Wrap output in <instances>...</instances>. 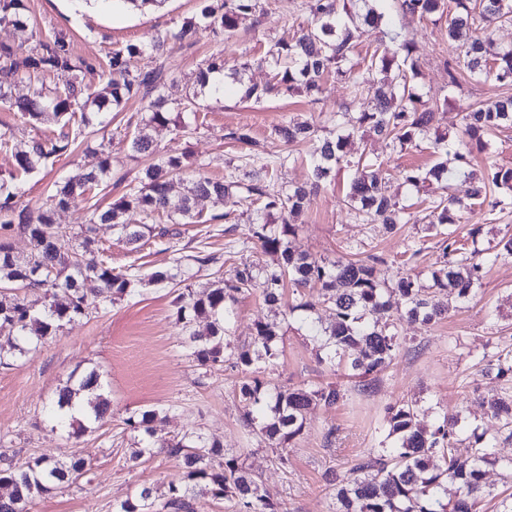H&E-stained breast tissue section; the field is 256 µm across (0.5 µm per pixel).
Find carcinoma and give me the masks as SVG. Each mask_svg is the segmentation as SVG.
<instances>
[{"mask_svg":"<svg viewBox=\"0 0 512 512\" xmlns=\"http://www.w3.org/2000/svg\"><path fill=\"white\" fill-rule=\"evenodd\" d=\"M200 22L189 24L173 35L179 41H192L202 27L224 38L232 37L239 21L264 11L261 0H204ZM22 0H0V24L23 25L18 10ZM455 13L448 20V39L459 43V55L447 63L448 82L458 83V74L467 70L498 83H512V48L495 44L491 28L512 21V0H454ZM402 13L420 18L443 15L447 0H401ZM307 24L299 25L298 36L291 42L270 43L263 56L255 59L242 56L239 67L267 65L272 68L271 83L245 89L246 97L260 101L269 94L292 96L305 92L310 97L322 93L325 77L334 73L351 80L355 91L371 82L379 72H395L396 83L379 81L375 102L369 111L352 115L336 113V124L347 135L336 139H320L317 128L308 122L283 121L273 129L274 139L285 146L312 144L311 178L309 182L284 192L277 188L275 174L296 161L290 153L269 155L262 167L245 174L244 183L233 175L213 180L201 172L172 196V176L184 167L185 155L160 157L147 167L135 183L105 210H90L88 223L76 232H67L54 224L53 209L64 208L85 198L101 184L109 172V157H103L95 169L78 172L53 185L50 207L32 215L16 210L15 200L25 193L23 177L37 164L64 152L70 145L69 136L34 140L28 150L15 154V171L0 177V294L14 293L11 302L0 301V364L6 365L25 354L31 346L46 342L59 332L65 322L86 314L88 309H107L116 299L132 293L137 276L118 271L103 259L94 256L93 234L97 224H110L128 243H137L153 233L152 222L159 217L170 224H196L200 215L195 202L200 198L223 199L237 196L260 207L250 224L248 237L240 242L241 249L255 246L279 255L275 267L243 263L234 268L230 277L219 281L203 295L194 294L184 286L173 299L176 322L182 324L191 356L201 366L228 364L244 375L238 385L240 402L255 409L247 413L245 426L251 429L258 443L265 444L280 464L288 463V445L305 429V412L312 404L326 408L343 399L341 386L321 383L315 387L281 389L260 377L263 368L279 358L281 323L276 320L258 321L249 342L231 345L230 325L234 306L240 296L260 290L266 304L282 303L285 288L296 289L320 285L323 303L334 311V322L316 331L321 359L344 365L349 375L366 378L383 371L400 347L397 324L407 318L426 324L441 318L450 306L466 297L480 280L483 265L501 257L512 256V238L499 252L478 260L479 250L471 252L448 240L442 251L439 268L431 274L432 285L425 288L417 278L405 273L386 283L375 277L374 264L382 258L326 264L304 253L296 252L289 242L295 225L289 218L307 207L336 171H350L345 198L355 210V219L362 224H381L393 229L406 224L404 208L388 193L383 162L352 161L345 147L354 134L367 129L394 148L418 146L430 134L435 121V106L422 100L410 84L408 73H416V47L396 29L383 32L382 40L363 59L365 67L353 62L354 50L360 39L362 24L377 28L385 22L386 13L369 0H307ZM168 37L157 36L149 45L153 52L163 50ZM36 51L19 57L9 45H0V104L20 114L29 123L41 122L47 113L69 125L76 112L95 105L117 108L133 96L156 98L150 102L151 112L145 126L137 128L127 141L136 154L154 152L146 133L151 125L173 124L183 133L189 125L172 118V113L197 112L196 103L189 99L165 108L162 94L161 69L143 71L133 65L143 46L129 44L112 51L108 64L97 65L72 55L64 35L57 33L37 39ZM227 64L223 55L205 61L197 75L204 87L209 75L224 73ZM54 72L64 78L63 88L51 95L43 90L34 97L12 101L8 89L19 80L40 72ZM97 72L111 88V98L100 96L79 80V74ZM462 148L455 152L458 170L470 164L472 147L485 146V137L498 129L512 125V99L498 102L492 108H478L464 117ZM224 138L248 148L259 150L260 143L251 128L239 126L229 130ZM453 173L437 164L421 171H403L404 182L422 189H448ZM472 179L470 199L495 209L512 207V168L491 166ZM460 202L441 195L430 201L425 221L431 226L459 224L456 215ZM135 211L142 217L139 224H130L125 216ZM278 213L281 222L271 220ZM18 230L28 236L31 251L24 259L17 258L7 243L11 232ZM98 283L93 297H88L83 285L86 280ZM31 289L33 294L19 296L16 290ZM63 294L66 303L47 302L48 296ZM284 304V303H282ZM315 311V303L300 299L285 303L282 317L297 312ZM488 374L499 382L512 381V351L501 350L485 364ZM101 375L92 370L76 384L59 390L52 404L59 420L69 421L75 432L88 429L85 422L101 423L112 415L111 402L100 393ZM484 403L491 417L499 423L505 438L512 439V395L491 392ZM418 407L413 403L390 405L386 408L387 437L395 440L393 448H372L347 473L331 471L327 481L335 492L336 512H479L478 505L490 494L485 484L488 469H499L503 482L512 483V460L497 457L485 433L473 428L465 433L456 417L445 416L433 428L426 429L418 421ZM155 409L144 410L125 419L130 430L141 434L140 448L131 460L158 449L179 460L181 474L168 484L162 509L165 512H194L193 500L199 495L233 503L235 512H282L278 503L261 490L257 474L247 468L242 455L224 449L217 440H210L197 431H187L170 439L155 438ZM466 442L470 454L460 457L457 445ZM87 463L80 457L63 462L52 454H42L16 465L5 462L0 466V512H27V506L37 497L72 486L86 472ZM456 486L454 497H448V484ZM115 512H156L152 489L141 487L116 505Z\"/></svg>","mask_w":512,"mask_h":512,"instance_id":"cac0c4a2","label":"carcinoma"}]
</instances>
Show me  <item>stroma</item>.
<instances>
[{"instance_id": "1", "label": "stroma", "mask_w": 512, "mask_h": 512, "mask_svg": "<svg viewBox=\"0 0 512 512\" xmlns=\"http://www.w3.org/2000/svg\"><path fill=\"white\" fill-rule=\"evenodd\" d=\"M202 6L203 0H159L148 10H116L110 0H22L20 16L28 30L46 36L63 32L75 56L103 64L114 49L168 35L163 55L146 54L136 64L144 70H164L169 102L194 97L200 125L188 138L178 136L170 126L155 125L148 132L158 153H189L191 162L204 163L206 175L214 179H223L243 163V149L225 138L230 129L250 127L268 153H275L282 146L272 130L283 119L319 122L320 137L332 139L337 134V111L348 105L357 111L369 109V97L352 99L348 80L333 75L326 78L324 92L316 100L303 94L245 100L232 85L221 98L203 92L195 82L200 64L219 53L231 64L244 54L259 57L269 42L292 41L306 14L305 0H263L264 13L243 19L231 38L203 31L189 46L174 40L182 25L199 20ZM394 22L417 46L416 88L424 99L440 103L435 128L447 134L449 142H456L462 116L471 105L512 96V85L467 76L461 77L459 86H449L445 62L458 51L448 41L446 21L398 16ZM148 104V99L136 96L120 110L108 112L105 121L72 122L68 129L74 141L59 157L26 175V193L18 198L17 209L34 213L45 208L54 181L96 166L101 147L110 159L108 177L90 193L88 202L55 209L53 219L78 227L88 219L89 203L104 208L122 195L124 182L133 181L150 163L148 157L131 155L124 140L128 128L138 127L146 117ZM0 123L13 131L10 147L0 149V175L13 171L15 152L61 129L54 118L31 125L3 106ZM346 152L351 159L383 160L390 174L389 190L409 214V223L392 232L357 223L345 202L349 173L343 170L297 219L294 249L345 261L352 259L349 247L357 243L362 255L381 256L375 266L378 279L390 281L411 273L429 284L442 254L441 238L422 221L425 195L402 179L404 170H424L435 164L429 142L398 150L366 131L348 143ZM197 209L202 223L171 225L170 235L148 236L135 246L118 238L109 225H98L96 256L116 270L138 274L141 283L136 292L107 310H90L64 324L57 336L25 357L0 365V460L22 464L43 453L65 461L76 455L90 467L87 477L36 499L28 512H114L116 504L142 486L152 488L156 501H163L168 482L179 473L178 460L162 452L143 457L134 467L128 462L136 441L125 420L146 409L160 413L154 424L157 437L168 439L194 429L225 447L247 449V467L261 476L264 490L283 512H334L326 472L348 471L369 449L387 446L388 405L416 403L420 423L427 428L448 414L458 417L461 426H476L496 437L497 424L482 404L494 383L485 376L480 361L512 347V259L486 264L469 298L450 307L438 322L402 321L396 359L366 384L348 378L342 368L319 362L305 313L290 317L283 326L282 355L276 366L266 370V379L288 387L333 381L342 385L345 396L333 408L310 407L304 434L290 445L287 465H280L243 427L245 407L235 397L238 373L224 366L198 365L173 316L172 286L149 281L151 273L171 268L177 258L199 251L214 254L218 263L216 269L200 270L190 278V287L198 293L212 288L219 274H231L240 263L276 264L275 255L258 249L230 250L231 241L249 233L245 206L211 197L200 200ZM227 212L233 213L234 223L222 221ZM474 227L480 233L473 238L469 232ZM443 230L459 242L491 249L512 236V208L491 212L477 207L466 223L447 224ZM93 369L99 370L112 403L111 419L79 435L54 428L49 408L58 389Z\"/></svg>"}]
</instances>
